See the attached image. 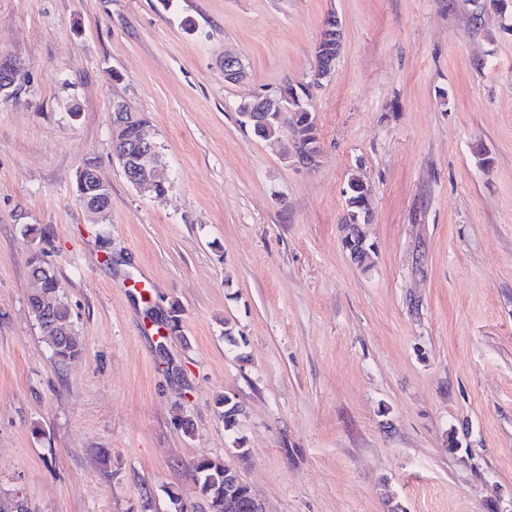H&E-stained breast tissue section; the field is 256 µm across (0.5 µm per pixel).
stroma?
<instances>
[{"instance_id": "35a3bbf8", "label": "stroma", "mask_w": 512, "mask_h": 512, "mask_svg": "<svg viewBox=\"0 0 512 512\" xmlns=\"http://www.w3.org/2000/svg\"><path fill=\"white\" fill-rule=\"evenodd\" d=\"M331 13L307 165L237 107L309 82ZM503 23L472 0H0V57L27 74L0 100V495L175 512L203 505L206 455L267 512H512ZM117 100L157 132L163 198L112 157ZM90 163L111 186L101 224L75 194ZM354 171L367 270L341 244ZM27 224L49 232L82 344L63 365L29 309Z\"/></svg>"}]
</instances>
